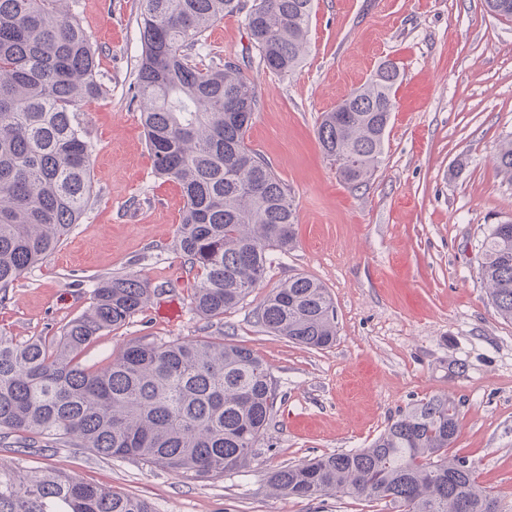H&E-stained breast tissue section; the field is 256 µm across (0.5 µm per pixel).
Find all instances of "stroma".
Returning <instances> with one entry per match:
<instances>
[{
	"label": "stroma",
	"instance_id": "stroma-1",
	"mask_svg": "<svg viewBox=\"0 0 512 512\" xmlns=\"http://www.w3.org/2000/svg\"><path fill=\"white\" fill-rule=\"evenodd\" d=\"M100 49L106 94L80 112L92 145L95 198L64 243L29 267L0 302V332L56 336L92 302L99 279L134 275L155 294L123 328L97 337L80 362L105 364L133 340L183 341L204 326L194 272L176 249L184 199L154 170L130 102L142 51L139 0H60ZM309 50L285 76L253 65L243 14L207 33L208 53L238 61L257 85L250 146L291 189L297 243L273 254L258 288L213 330L269 366L277 399L244 469L186 480L140 460L81 448H1L0 462L49 468L148 501L154 512H397L350 497L270 493L271 472L370 445L392 420L436 395L459 405L452 454L512 512V322L478 275L491 224L512 218V184L493 156L512 135V21L484 0H314ZM401 73L383 157L371 179L344 183L317 127L383 62ZM321 281L336 341L310 349L266 332L257 313L296 274Z\"/></svg>",
	"mask_w": 512,
	"mask_h": 512
}]
</instances>
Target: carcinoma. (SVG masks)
<instances>
[{
  "label": "carcinoma",
  "instance_id": "cac0c4a2",
  "mask_svg": "<svg viewBox=\"0 0 512 512\" xmlns=\"http://www.w3.org/2000/svg\"><path fill=\"white\" fill-rule=\"evenodd\" d=\"M58 0H0V293L51 255L93 201L90 143L78 120L99 98V53ZM139 102L156 173L181 189L180 253L198 279L192 304L220 319L266 276L270 254L295 247L297 208L288 185L246 142L255 84L233 60L199 49L225 15L247 9L258 66L294 71L308 44L313 0H139ZM512 19V0H484ZM400 79L391 62L323 113L317 138L347 184L381 161ZM512 184V138L493 157ZM497 314L512 321V220L493 224L478 264ZM147 281L100 280L92 303L59 336L18 342L0 333V444L45 442L102 458H135L190 480L243 469L254 459L276 399L267 363L224 334L126 343L106 364L77 358L150 303ZM258 319L311 349L336 340V309L318 280L297 275L264 301ZM459 430L455 400L409 408L366 448L290 464L269 475L285 497L341 494L402 512H487L492 495L469 461L448 455ZM0 512H152L147 502L51 470L0 468Z\"/></svg>",
  "mask_w": 512,
  "mask_h": 512
}]
</instances>
